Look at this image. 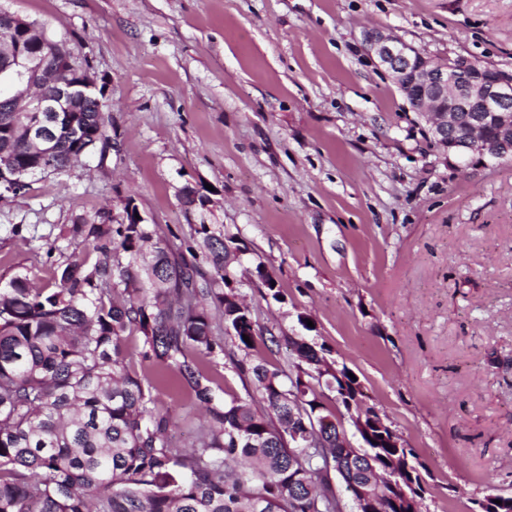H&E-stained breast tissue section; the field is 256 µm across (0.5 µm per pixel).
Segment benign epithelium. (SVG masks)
<instances>
[{"instance_id":"7a95c632","label":"benign epithelium","mask_w":512,"mask_h":512,"mask_svg":"<svg viewBox=\"0 0 512 512\" xmlns=\"http://www.w3.org/2000/svg\"><path fill=\"white\" fill-rule=\"evenodd\" d=\"M0 26L22 37L41 31V26L0 10ZM368 52L391 72L416 112L429 126L433 142L461 158L481 162L501 160L512 154V109L504 107L512 97V72L498 69L486 74L478 60L463 57L450 69H437L430 57L391 32L369 31L364 36ZM97 81L89 65H77L63 42L45 46L39 35L28 48L0 57V109L5 112H53L54 123L76 128L73 112L86 99L106 111L98 96ZM494 116L500 136L483 135L487 117Z\"/></svg>"}]
</instances>
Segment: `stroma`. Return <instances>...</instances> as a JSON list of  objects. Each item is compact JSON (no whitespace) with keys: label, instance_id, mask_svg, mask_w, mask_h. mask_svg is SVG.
I'll return each mask as SVG.
<instances>
[{"label":"stroma","instance_id":"stroma-1","mask_svg":"<svg viewBox=\"0 0 512 512\" xmlns=\"http://www.w3.org/2000/svg\"><path fill=\"white\" fill-rule=\"evenodd\" d=\"M88 61L111 145L0 196V286L50 289L55 264L92 256L74 223L134 201L187 248L179 199L209 184L243 251L224 270L258 338L197 360L218 398L245 400L258 360L300 373L312 346L360 383L414 452L419 512H482L512 497V161H461L365 46L392 32L443 61L512 70V0H0ZM264 265L270 291L255 274ZM133 368L175 411L173 444L205 420L170 370Z\"/></svg>","mask_w":512,"mask_h":512}]
</instances>
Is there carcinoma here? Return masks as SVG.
Here are the masks:
<instances>
[{"instance_id": "carcinoma-1", "label": "carcinoma", "mask_w": 512, "mask_h": 512, "mask_svg": "<svg viewBox=\"0 0 512 512\" xmlns=\"http://www.w3.org/2000/svg\"><path fill=\"white\" fill-rule=\"evenodd\" d=\"M47 113L0 112V185L14 195L28 174L62 171L97 144H107V118L87 102L77 115L81 136L54 127L48 157L29 141L28 124ZM193 227L202 261L224 270V230L198 210ZM74 232L92 241L95 260L57 266L55 288L37 290L17 276L0 287V512H341L327 482L328 461L346 491L368 486L376 512H410L422 490L415 467L394 469L390 487L369 483L367 457H411L385 431L380 448L336 447V420L298 441L288 423L306 432L288 408L296 379L283 389L280 373L259 361L249 368L259 399L224 403L189 357L223 349L215 318L245 348L255 341L251 313L200 280L190 264L148 224L112 223L99 214ZM142 338L141 360L175 366L208 420L197 449L182 453L168 441L172 416L153 386L130 369L126 335Z\"/></svg>"}]
</instances>
